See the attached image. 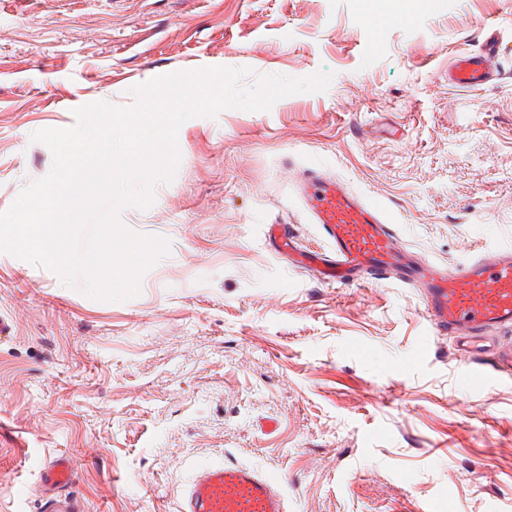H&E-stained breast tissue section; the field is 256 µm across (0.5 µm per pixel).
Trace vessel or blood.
I'll list each match as a JSON object with an SVG mask.
<instances>
[{
    "label": "vessel or blood",
    "mask_w": 512,
    "mask_h": 512,
    "mask_svg": "<svg viewBox=\"0 0 512 512\" xmlns=\"http://www.w3.org/2000/svg\"><path fill=\"white\" fill-rule=\"evenodd\" d=\"M498 50L496 38L487 37L479 51L452 62L449 80L463 88L490 82L486 61ZM301 199L324 246L298 249L291 225L268 227L270 239L292 256L295 269L327 286L396 281L418 289L434 335L454 340L470 378L493 382L512 376V347L498 346L493 337L512 331V237H494L477 257L449 269L404 245L388 213L340 180L315 169L304 172ZM72 477L65 457L45 466L41 512H79L76 501L61 494ZM179 512H288V506L279 481L249 465L224 462L195 473Z\"/></svg>",
    "instance_id": "vessel-or-blood-1"
}]
</instances>
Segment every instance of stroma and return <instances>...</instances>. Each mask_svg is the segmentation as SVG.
<instances>
[{"label": "stroma", "mask_w": 512, "mask_h": 512, "mask_svg": "<svg viewBox=\"0 0 512 512\" xmlns=\"http://www.w3.org/2000/svg\"><path fill=\"white\" fill-rule=\"evenodd\" d=\"M0 0V212L53 165L33 132L203 67L333 72L270 109L194 117L174 179L121 224L167 238L139 296L98 301L0 253V512H41L67 457L82 512H178L196 469L277 477L288 512H512V380L478 385L433 335L419 291L333 288L265 236L323 239L297 193L310 168L393 214L452 267L512 232V0ZM496 34L497 78L448 62Z\"/></svg>", "instance_id": "35a3bbf8"}]
</instances>
